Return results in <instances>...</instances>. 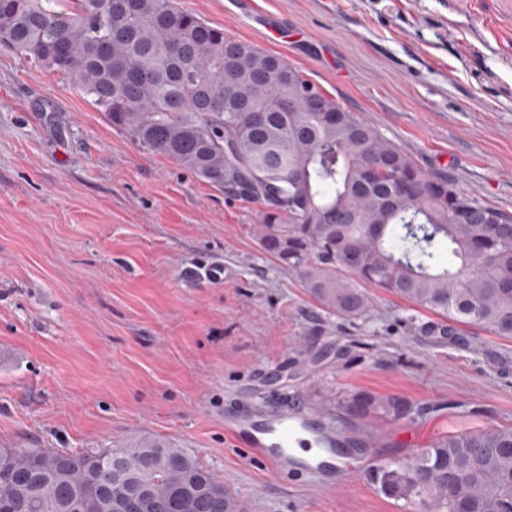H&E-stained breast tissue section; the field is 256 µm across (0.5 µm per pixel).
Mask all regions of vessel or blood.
I'll return each mask as SVG.
<instances>
[{
    "mask_svg": "<svg viewBox=\"0 0 512 512\" xmlns=\"http://www.w3.org/2000/svg\"><path fill=\"white\" fill-rule=\"evenodd\" d=\"M224 432L234 442L245 444L264 457L276 472L304 469L322 474L336 468V435L313 412L267 408L228 416L224 419ZM311 447L320 451L316 461L295 457V449Z\"/></svg>",
    "mask_w": 512,
    "mask_h": 512,
    "instance_id": "obj_1",
    "label": "vessel or blood"
}]
</instances>
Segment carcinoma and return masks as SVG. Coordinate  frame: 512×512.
I'll list each match as a JSON object with an SVG mask.
<instances>
[{"mask_svg":"<svg viewBox=\"0 0 512 512\" xmlns=\"http://www.w3.org/2000/svg\"><path fill=\"white\" fill-rule=\"evenodd\" d=\"M0 47L63 76L139 146L263 204L260 248L326 313L367 318L371 286L436 315L430 333L465 324L512 340V214L422 173L284 59L175 0H0ZM336 408L362 427L411 411L370 391ZM376 481L434 512H458L462 497L472 512H509L512 428L445 433ZM13 482L27 492L5 512H113L135 483L151 490L144 512H241L196 456L148 436L76 452L4 448L0 493Z\"/></svg>","mask_w":512,"mask_h":512,"instance_id":"cac0c4a2","label":"carcinoma"}]
</instances>
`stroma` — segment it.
<instances>
[{
	"mask_svg": "<svg viewBox=\"0 0 512 512\" xmlns=\"http://www.w3.org/2000/svg\"><path fill=\"white\" fill-rule=\"evenodd\" d=\"M297 67L430 174L512 214V0H176ZM260 203L112 127L54 72L0 50V448H103L145 435L194 454L245 512H427L377 468L446 432L512 427V341L450 340L372 289L368 319L326 314L258 245ZM224 266L214 284L200 271ZM354 389L410 414L364 432ZM324 414L338 485L274 474L224 415Z\"/></svg>",
	"mask_w": 512,
	"mask_h": 512,
	"instance_id": "obj_1",
	"label": "stroma"
}]
</instances>
